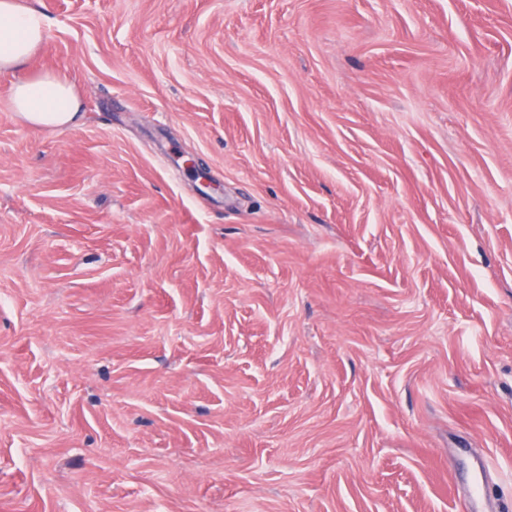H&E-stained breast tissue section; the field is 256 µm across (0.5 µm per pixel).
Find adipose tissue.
Listing matches in <instances>:
<instances>
[{
	"label": "adipose tissue",
	"mask_w": 512,
	"mask_h": 512,
	"mask_svg": "<svg viewBox=\"0 0 512 512\" xmlns=\"http://www.w3.org/2000/svg\"><path fill=\"white\" fill-rule=\"evenodd\" d=\"M47 22L28 0H0V73L26 67L46 38ZM11 111L28 124L63 128L80 118L78 96L64 76L45 73L14 85Z\"/></svg>",
	"instance_id": "adipose-tissue-1"
}]
</instances>
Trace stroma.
<instances>
[{
    "label": "stroma",
    "mask_w": 512,
    "mask_h": 512,
    "mask_svg": "<svg viewBox=\"0 0 512 512\" xmlns=\"http://www.w3.org/2000/svg\"><path fill=\"white\" fill-rule=\"evenodd\" d=\"M30 2L0 512H512V0ZM10 110L28 124L43 128H63L80 118L78 95L62 75L45 73L16 83Z\"/></svg>",
    "instance_id": "1"
}]
</instances>
